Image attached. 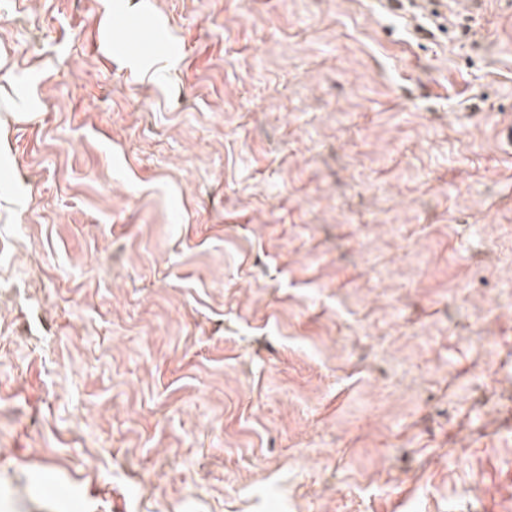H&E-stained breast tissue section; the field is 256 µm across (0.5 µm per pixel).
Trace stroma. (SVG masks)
<instances>
[{
    "label": "stroma",
    "instance_id": "35a3bbf8",
    "mask_svg": "<svg viewBox=\"0 0 512 512\" xmlns=\"http://www.w3.org/2000/svg\"><path fill=\"white\" fill-rule=\"evenodd\" d=\"M0 512H512V0H0Z\"/></svg>",
    "mask_w": 512,
    "mask_h": 512
}]
</instances>
